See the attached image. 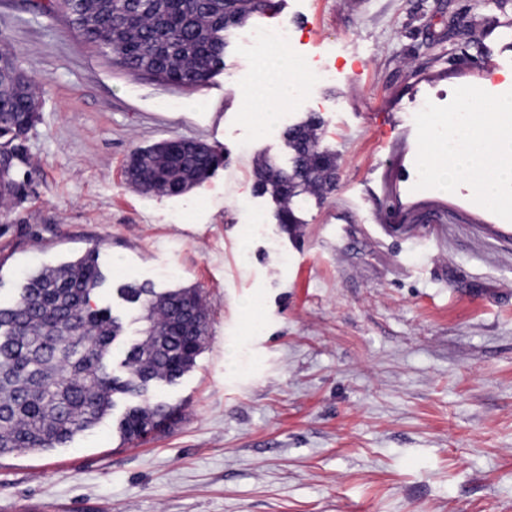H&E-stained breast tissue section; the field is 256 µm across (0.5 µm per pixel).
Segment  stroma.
I'll return each instance as SVG.
<instances>
[{"label": "stroma", "instance_id": "35a3bbf8", "mask_svg": "<svg viewBox=\"0 0 512 512\" xmlns=\"http://www.w3.org/2000/svg\"><path fill=\"white\" fill-rule=\"evenodd\" d=\"M288 26L336 185L288 233L255 188L283 129L256 133L242 88ZM225 67L182 89L113 66L69 17L0 0V46L40 86L22 200L0 214V301L25 270L96 249L108 279L195 287L209 331L162 397L171 429L122 443L112 420L0 459V512H512V214L466 183L433 190L424 113L512 100V0H282L226 35ZM336 72L321 76L322 66ZM181 137L224 162L178 196L127 181L130 155ZM293 34L288 28H259L252 30L248 34V39L255 43L266 42L269 40L279 41L283 46L288 48V44L293 42Z\"/></svg>", "mask_w": 512, "mask_h": 512}]
</instances>
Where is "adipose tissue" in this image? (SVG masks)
I'll return each mask as SVG.
<instances>
[{"label": "adipose tissue", "instance_id": "obj_1", "mask_svg": "<svg viewBox=\"0 0 512 512\" xmlns=\"http://www.w3.org/2000/svg\"><path fill=\"white\" fill-rule=\"evenodd\" d=\"M287 94L284 84L271 96L244 90L245 120L254 128H265ZM424 169L439 192H447L453 177L468 184L484 207L511 212L512 195L503 187L512 183V101L472 99L458 138L427 140Z\"/></svg>", "mask_w": 512, "mask_h": 512}]
</instances>
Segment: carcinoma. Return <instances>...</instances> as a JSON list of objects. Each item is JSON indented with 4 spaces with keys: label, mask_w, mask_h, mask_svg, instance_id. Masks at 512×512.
Here are the masks:
<instances>
[{
    "label": "carcinoma",
    "mask_w": 512,
    "mask_h": 512,
    "mask_svg": "<svg viewBox=\"0 0 512 512\" xmlns=\"http://www.w3.org/2000/svg\"><path fill=\"white\" fill-rule=\"evenodd\" d=\"M280 0H58L83 39L112 55V65L163 75L177 87L204 84L224 69V33ZM0 152L17 159L0 176V205L17 198V167L29 163L8 148L10 135L28 134L39 120L38 85L9 51H0ZM316 116L288 127L291 167L256 160L255 188L278 205L277 223H299L297 205L335 186L336 156L322 148ZM222 161L211 146L182 147L170 138L135 151L127 179L145 194L178 196L209 178ZM106 282L98 253L26 275L14 299L0 303V458L65 446L111 415L125 443L161 432L181 419L182 408L155 396L196 366L208 332L200 290L158 291L124 283L115 288L126 305L143 311L142 335L124 348L121 373L111 348L124 323L94 294Z\"/></svg>",
    "instance_id": "cac0c4a2"
}]
</instances>
